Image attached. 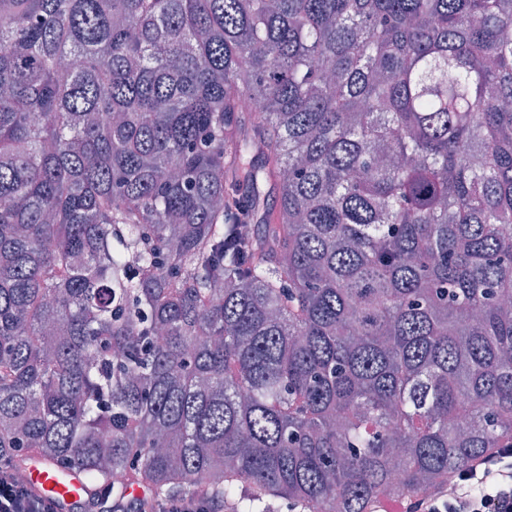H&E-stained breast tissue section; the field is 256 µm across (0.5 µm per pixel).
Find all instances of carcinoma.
Here are the masks:
<instances>
[{"mask_svg":"<svg viewBox=\"0 0 512 512\" xmlns=\"http://www.w3.org/2000/svg\"><path fill=\"white\" fill-rule=\"evenodd\" d=\"M510 30L512 0H0V462L96 512H373L512 448ZM117 512H231L230 504L224 499L199 492L193 496L182 498H161L150 503L140 499L129 503Z\"/></svg>","mask_w":512,"mask_h":512,"instance_id":"cac0c4a2","label":"carcinoma"}]
</instances>
